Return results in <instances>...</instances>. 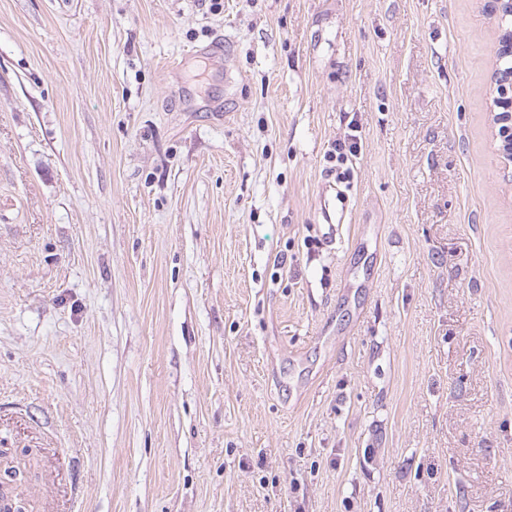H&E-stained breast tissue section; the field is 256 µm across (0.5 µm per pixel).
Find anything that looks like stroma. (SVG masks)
<instances>
[{
  "label": "stroma",
  "mask_w": 512,
  "mask_h": 512,
  "mask_svg": "<svg viewBox=\"0 0 512 512\" xmlns=\"http://www.w3.org/2000/svg\"><path fill=\"white\" fill-rule=\"evenodd\" d=\"M491 6L0 0L28 512H512Z\"/></svg>",
  "instance_id": "stroma-1"
}]
</instances>
